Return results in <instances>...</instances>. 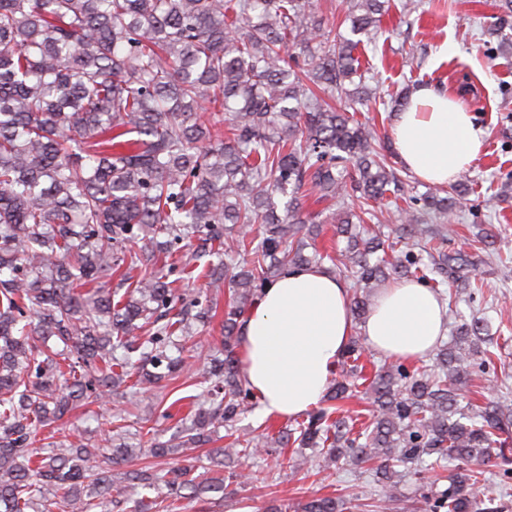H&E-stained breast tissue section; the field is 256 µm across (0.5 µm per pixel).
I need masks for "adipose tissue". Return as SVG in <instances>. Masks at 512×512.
Wrapping results in <instances>:
<instances>
[{"instance_id":"adipose-tissue-1","label":"adipose tissue","mask_w":512,"mask_h":512,"mask_svg":"<svg viewBox=\"0 0 512 512\" xmlns=\"http://www.w3.org/2000/svg\"><path fill=\"white\" fill-rule=\"evenodd\" d=\"M402 165L438 185L454 181L484 148L465 103L420 86L395 119ZM352 287L328 270L288 268L262 290L240 326L242 374L264 416L297 418L324 399L354 333L380 353L404 360L428 354L446 330V309L416 281L383 289L365 323L351 316Z\"/></svg>"}]
</instances>
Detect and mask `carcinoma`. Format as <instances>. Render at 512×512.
I'll use <instances>...</instances> for the list:
<instances>
[{"label":"carcinoma","mask_w":512,"mask_h":512,"mask_svg":"<svg viewBox=\"0 0 512 512\" xmlns=\"http://www.w3.org/2000/svg\"><path fill=\"white\" fill-rule=\"evenodd\" d=\"M390 7L346 0L345 37L325 30L313 0H0V512H125L127 500L133 512H191L224 497L241 461L290 444L322 449L329 465L374 461L387 480L397 466L447 459L454 472L434 508L473 512L481 467L512 428V405L461 406L454 392L499 348L475 315L432 367L397 359L368 377L350 339L328 400L352 397L350 378L367 382L365 428L323 407L260 443L231 432L235 448L208 453L211 476L195 465L196 449L256 405L240 375V323L285 268L329 260L358 286L362 320L390 278L479 287L475 257L448 250V227L427 226L467 207L465 185L396 207L394 229L367 226L370 204L401 197V181L373 128L332 102L370 100L358 49ZM309 200L336 202L329 223L346 239L336 258L305 253L323 230ZM137 240L145 249L129 259L122 246ZM161 253L170 262L156 271ZM205 256L217 258L199 272L211 294L178 291ZM128 262L146 269L135 282L121 272ZM117 273L121 295L108 287ZM225 286L222 355L202 372L213 386L189 397L179 433L142 448L115 443L120 414L94 442L58 427L85 404L187 372L170 343L216 311ZM177 448L166 469L116 471ZM297 510L342 512L332 496Z\"/></svg>","instance_id":"carcinoma-1"}]
</instances>
